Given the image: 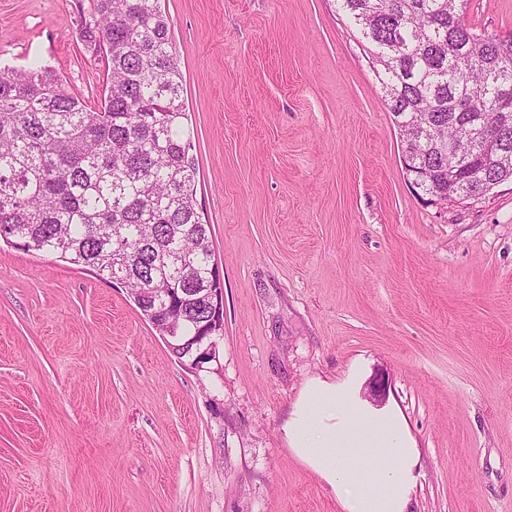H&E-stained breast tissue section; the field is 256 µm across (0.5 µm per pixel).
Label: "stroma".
Segmentation results:
<instances>
[{
    "label": "stroma",
    "mask_w": 512,
    "mask_h": 512,
    "mask_svg": "<svg viewBox=\"0 0 512 512\" xmlns=\"http://www.w3.org/2000/svg\"><path fill=\"white\" fill-rule=\"evenodd\" d=\"M224 281L219 355L171 354L127 288L0 245V512H344L282 427L358 368L420 450L411 512H512V181L429 203L336 0H160ZM91 0H0V73L97 104ZM512 35V0H471Z\"/></svg>",
    "instance_id": "1"
}]
</instances>
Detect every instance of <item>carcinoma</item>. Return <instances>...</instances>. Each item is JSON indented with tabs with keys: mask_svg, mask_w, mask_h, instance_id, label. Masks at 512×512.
I'll return each instance as SVG.
<instances>
[{
	"mask_svg": "<svg viewBox=\"0 0 512 512\" xmlns=\"http://www.w3.org/2000/svg\"><path fill=\"white\" fill-rule=\"evenodd\" d=\"M340 2L380 66L416 187L473 204L512 179V37L474 31L470 0ZM79 31L105 61L100 105L42 64L0 75V241L124 280L187 362L213 327L214 251L168 22L159 0H92ZM483 123L498 133L455 156Z\"/></svg>",
	"mask_w": 512,
	"mask_h": 512,
	"instance_id": "carcinoma-1",
	"label": "carcinoma"
}]
</instances>
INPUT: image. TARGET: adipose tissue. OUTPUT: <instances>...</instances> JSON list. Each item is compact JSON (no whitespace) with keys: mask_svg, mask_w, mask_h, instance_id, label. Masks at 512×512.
<instances>
[{"mask_svg":"<svg viewBox=\"0 0 512 512\" xmlns=\"http://www.w3.org/2000/svg\"><path fill=\"white\" fill-rule=\"evenodd\" d=\"M291 452L345 512H407L420 452L395 414L368 411L354 377L311 379L282 428Z\"/></svg>","mask_w":512,"mask_h":512,"instance_id":"obj_1","label":"adipose tissue"}]
</instances>
